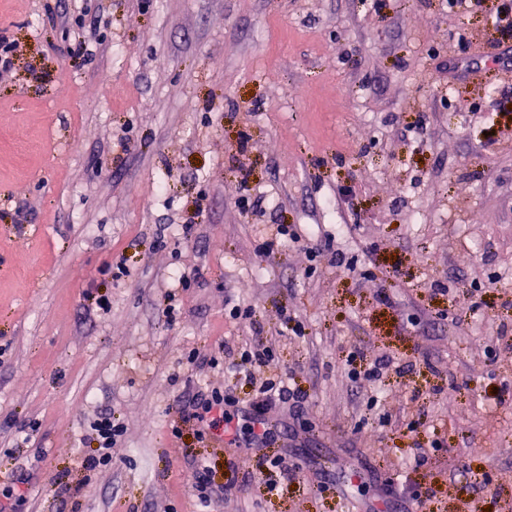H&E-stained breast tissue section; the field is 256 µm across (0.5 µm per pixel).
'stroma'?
Returning <instances> with one entry per match:
<instances>
[{
  "mask_svg": "<svg viewBox=\"0 0 512 512\" xmlns=\"http://www.w3.org/2000/svg\"><path fill=\"white\" fill-rule=\"evenodd\" d=\"M78 3L76 35L62 15ZM500 4L0 0V488L29 474L16 512H202V457L219 512H512ZM256 346L270 356L250 379L226 371ZM279 376L304 397L265 411L268 445L174 437L184 390L246 407ZM100 412L124 432L91 470ZM209 465L204 460H198L195 465V480L198 499L204 507H215L220 500V493L209 486L207 475Z\"/></svg>",
  "mask_w": 512,
  "mask_h": 512,
  "instance_id": "1",
  "label": "stroma"
}]
</instances>
